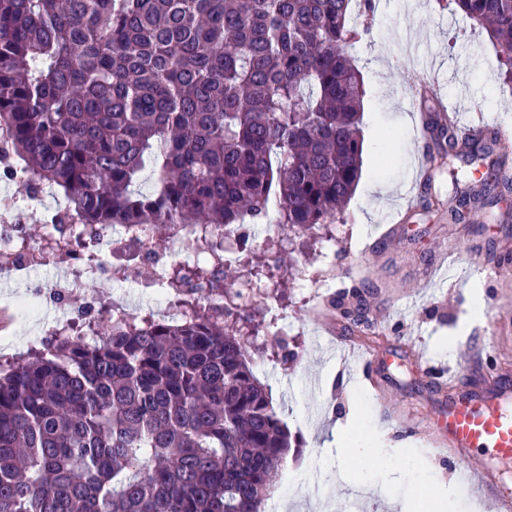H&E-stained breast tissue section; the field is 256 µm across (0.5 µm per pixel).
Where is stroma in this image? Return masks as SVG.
I'll return each mask as SVG.
<instances>
[{"mask_svg":"<svg viewBox=\"0 0 512 512\" xmlns=\"http://www.w3.org/2000/svg\"><path fill=\"white\" fill-rule=\"evenodd\" d=\"M374 3L364 21L367 34L350 46L366 90L362 177L390 181L396 195L384 201L354 192L324 238H297L287 248L266 238L265 225L248 227L247 270L268 287L241 311L263 319L277 313L288 321L285 338H278L270 325L252 339L255 374L300 444L274 486L279 498L287 500L288 512H317L320 502L330 512H344L355 499L359 512H391L395 499L405 512H416L421 499L427 512L442 505L458 512L462 503L477 505L481 499L474 484L460 483L437 466L420 442L384 428L378 438L394 469L417 462L424 483L391 480L345 449L324 447L320 433L325 427L378 416V405L360 364L343 365L329 349L335 334L358 343L357 330L324 310L328 289L303 287L283 275L282 266L322 274L336 286L364 277L368 315L378 336L369 365L394 403L432 414L444 397L414 358L417 335L424 339L429 363H449L463 388L484 389L491 358L512 373V280L499 284L475 274L444 281L437 269L446 249L455 250L460 261L472 251L485 257L512 254V189L498 186L496 177L501 150L489 145L476 164L455 159L453 168L435 172L425 186L416 167L418 147L434 157L440 154L435 131L418 132L420 112L458 109L463 96L472 105H486L490 124L512 131V86L500 79L501 60L486 32L449 12L448 0ZM406 97L417 101V111L406 110ZM486 182L496 186L488 199L463 219H452L451 208ZM365 214L373 217L372 229L361 223ZM57 274L53 266L43 265L0 280V361L15 360L50 340V317L18 316L14 303L36 286L55 281ZM152 294L141 286L125 288L113 278H92L70 297L69 306L76 314L94 307L104 322L111 317L113 299L144 302ZM477 296L484 302V316L472 321L468 309ZM447 336L456 349L449 359L437 349Z\"/></svg>","mask_w":512,"mask_h":512,"instance_id":"obj_1","label":"stroma"}]
</instances>
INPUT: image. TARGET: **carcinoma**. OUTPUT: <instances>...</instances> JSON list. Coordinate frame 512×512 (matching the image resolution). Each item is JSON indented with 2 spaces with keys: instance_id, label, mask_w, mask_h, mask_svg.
Masks as SVG:
<instances>
[{
  "instance_id": "1",
  "label": "carcinoma",
  "mask_w": 512,
  "mask_h": 512,
  "mask_svg": "<svg viewBox=\"0 0 512 512\" xmlns=\"http://www.w3.org/2000/svg\"><path fill=\"white\" fill-rule=\"evenodd\" d=\"M483 27L512 84V0H448ZM373 0H0V138L30 189L94 238L331 222L362 172V72L349 54ZM154 186L137 189L145 171ZM194 309L112 318L0 366V512H261L293 441L254 374L224 269L174 260ZM365 294L336 316L370 330Z\"/></svg>"
}]
</instances>
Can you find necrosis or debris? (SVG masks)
<instances>
[{
  "mask_svg": "<svg viewBox=\"0 0 512 512\" xmlns=\"http://www.w3.org/2000/svg\"><path fill=\"white\" fill-rule=\"evenodd\" d=\"M137 240L139 264L119 272V280H139L142 270H151L153 276H161L167 266L170 254L191 253L201 255L202 250L187 236L178 234L172 237L167 251L154 250L150 227H140L137 233H130L124 226L115 225L101 232L94 239H86L83 228L78 224H48L44 237L32 242L25 239L20 226L12 224L6 213H0V270L10 269L19 273L45 264H52L62 271L43 299L58 306L59 312L51 328L52 335L73 336L83 334L89 326L88 316H75L66 311L65 306L71 294L84 280L105 274L106 269L100 257L112 244H123Z\"/></svg>",
  "mask_w": 512,
  "mask_h": 512,
  "instance_id": "1",
  "label": "necrosis or debris"
}]
</instances>
